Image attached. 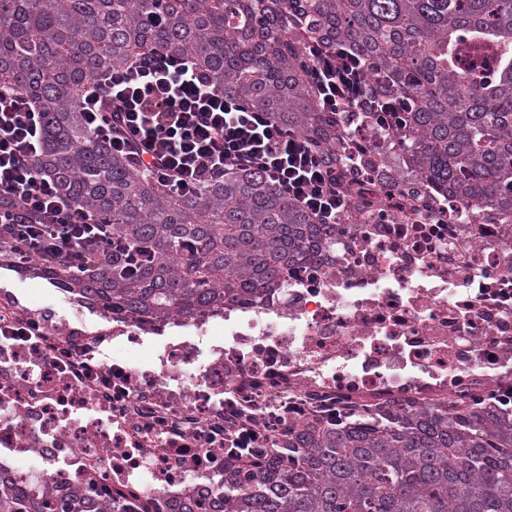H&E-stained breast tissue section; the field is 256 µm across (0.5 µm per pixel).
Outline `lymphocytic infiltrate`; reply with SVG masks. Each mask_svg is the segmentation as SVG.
Wrapping results in <instances>:
<instances>
[{"label": "lymphocytic infiltrate", "mask_w": 512, "mask_h": 512, "mask_svg": "<svg viewBox=\"0 0 512 512\" xmlns=\"http://www.w3.org/2000/svg\"><path fill=\"white\" fill-rule=\"evenodd\" d=\"M314 57L311 80L323 111L369 114L382 129L402 124L410 104L378 93L361 58L345 45ZM81 106L95 138L173 195H194L238 169L261 173L319 223H336L348 206L335 166L268 113L224 94L191 55L143 54L85 86ZM44 140L45 116L36 104L0 91V233L20 243L27 257L77 270L101 251L121 253L122 270L130 274L151 261L147 249L113 239L107 225L34 169Z\"/></svg>", "instance_id": "f902f5d3"}]
</instances>
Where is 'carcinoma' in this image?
Masks as SVG:
<instances>
[{"label":"carcinoma","mask_w":512,"mask_h":512,"mask_svg":"<svg viewBox=\"0 0 512 512\" xmlns=\"http://www.w3.org/2000/svg\"><path fill=\"white\" fill-rule=\"evenodd\" d=\"M338 42L380 91L413 101L384 135L427 188L512 215V0H0V89L47 115L34 168L111 225L112 238L154 254L134 277L103 253L75 273L20 261L0 235V262L48 271L108 311L156 323L279 285L331 225L250 171L167 194L88 133L79 94L141 53H188L244 107L349 167L355 159L336 151L341 115L321 110L310 77L311 50ZM213 496L178 512H512V416L485 399L306 426ZM0 512H85V495L27 493L0 470Z\"/></svg>","instance_id":"cac0c4a2"}]
</instances>
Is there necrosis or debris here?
Instances as JSON below:
<instances>
[{
    "label": "necrosis or debris",
    "mask_w": 512,
    "mask_h": 512,
    "mask_svg": "<svg viewBox=\"0 0 512 512\" xmlns=\"http://www.w3.org/2000/svg\"><path fill=\"white\" fill-rule=\"evenodd\" d=\"M347 122L365 160L347 216L260 300L158 324L1 289L0 467L31 490L176 512L238 469L247 429L269 453L356 408L511 402L512 220L436 198L371 120Z\"/></svg>",
    "instance_id": "4bbe7bcc"
}]
</instances>
